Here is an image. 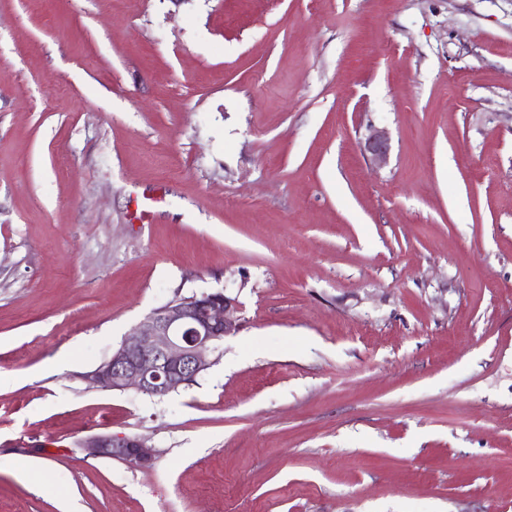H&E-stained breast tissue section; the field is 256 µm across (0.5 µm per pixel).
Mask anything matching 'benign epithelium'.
Returning a JSON list of instances; mask_svg holds the SVG:
<instances>
[{"instance_id": "obj_1", "label": "benign epithelium", "mask_w": 512, "mask_h": 512, "mask_svg": "<svg viewBox=\"0 0 512 512\" xmlns=\"http://www.w3.org/2000/svg\"><path fill=\"white\" fill-rule=\"evenodd\" d=\"M361 147L378 163L386 161L384 131L369 128ZM236 308V299L221 291L171 300L153 310L85 380L96 388H134L164 398L210 368L218 343L236 330ZM82 448L89 456L115 457L138 468L150 466L153 459L139 438L94 435Z\"/></svg>"}]
</instances>
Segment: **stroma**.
Here are the masks:
<instances>
[{
	"mask_svg": "<svg viewBox=\"0 0 512 512\" xmlns=\"http://www.w3.org/2000/svg\"><path fill=\"white\" fill-rule=\"evenodd\" d=\"M0 512H512V0H0ZM364 152L370 153L378 163H384L388 154V142L383 130L370 127L368 134L361 142ZM236 308V298L221 291L171 300L153 310L85 380L91 387L135 388L164 398L210 368L218 343L236 330ZM81 448L89 456H106L119 458L132 466L146 468L150 466L153 453L145 442L139 438L100 434L87 438Z\"/></svg>",
	"mask_w": 512,
	"mask_h": 512,
	"instance_id": "35a3bbf8",
	"label": "stroma"
}]
</instances>
